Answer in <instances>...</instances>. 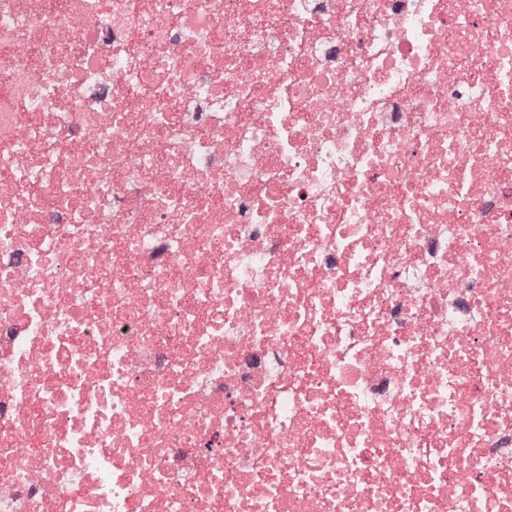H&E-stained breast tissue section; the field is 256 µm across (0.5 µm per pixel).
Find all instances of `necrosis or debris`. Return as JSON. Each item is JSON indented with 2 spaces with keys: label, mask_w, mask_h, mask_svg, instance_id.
Returning a JSON list of instances; mask_svg holds the SVG:
<instances>
[{
  "label": "necrosis or debris",
  "mask_w": 512,
  "mask_h": 512,
  "mask_svg": "<svg viewBox=\"0 0 512 512\" xmlns=\"http://www.w3.org/2000/svg\"><path fill=\"white\" fill-rule=\"evenodd\" d=\"M0 512H512V0H0Z\"/></svg>",
  "instance_id": "necrosis-or-debris-1"
}]
</instances>
